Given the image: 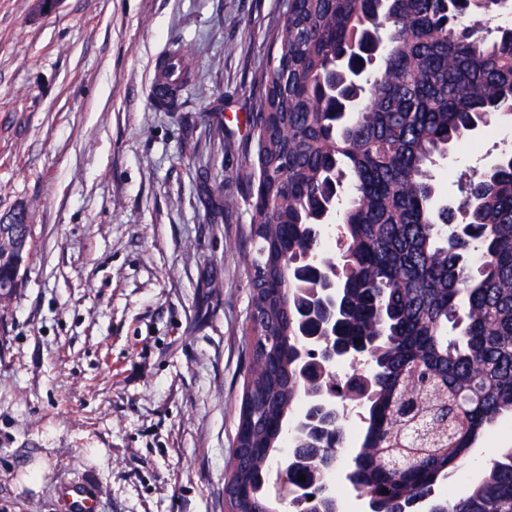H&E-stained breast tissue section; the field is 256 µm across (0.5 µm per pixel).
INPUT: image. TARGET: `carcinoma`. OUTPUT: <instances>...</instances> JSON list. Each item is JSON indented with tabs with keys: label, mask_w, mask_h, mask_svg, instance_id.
I'll return each mask as SVG.
<instances>
[{
	"label": "carcinoma",
	"mask_w": 512,
	"mask_h": 512,
	"mask_svg": "<svg viewBox=\"0 0 512 512\" xmlns=\"http://www.w3.org/2000/svg\"><path fill=\"white\" fill-rule=\"evenodd\" d=\"M512 0H288L271 33L274 55L255 76L249 114L251 207L244 272L264 346L253 350L251 452L229 477L245 512H272L269 466L289 418L307 404L296 372L299 307L311 280L294 276L312 234L340 198L348 263L340 335L383 341L350 393L365 397L359 490L374 512H512V448L449 505L434 486L466 458L486 426L512 415V150L465 187L464 227L448 231L436 203L434 158L512 118ZM0 224V284L31 257L32 225ZM280 288L276 303L267 289ZM431 416L443 428L400 445L396 421ZM314 499L295 512H338L309 456L294 470Z\"/></svg>",
	"instance_id": "carcinoma-1"
}]
</instances>
